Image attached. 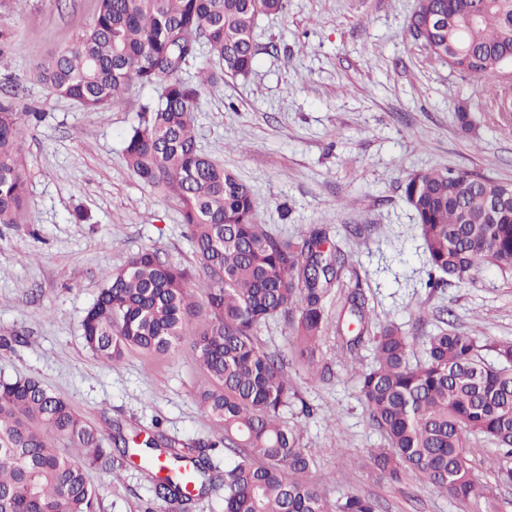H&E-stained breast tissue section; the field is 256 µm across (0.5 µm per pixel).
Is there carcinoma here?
<instances>
[{
    "label": "carcinoma",
    "mask_w": 512,
    "mask_h": 512,
    "mask_svg": "<svg viewBox=\"0 0 512 512\" xmlns=\"http://www.w3.org/2000/svg\"><path fill=\"white\" fill-rule=\"evenodd\" d=\"M286 0H99L93 25L63 51L36 64L54 94L95 112L132 86L164 81L158 103L144 107L125 139L126 166L157 194L177 202L181 223L204 274L206 308L195 274L151 249L113 271L80 323L86 347L112 364L131 349L163 354L190 349L209 378L199 402L221 434L213 446L235 456L216 472L197 449L116 431L115 445L136 455L168 506L191 502L224 484V512H379L356 492L334 501L282 412L296 396L294 360L319 373L317 351L328 329L327 301L340 280V252L313 229L295 241L258 223L251 188L200 152L192 115L202 90L224 77H246L255 62L254 32L262 16L282 13ZM418 14L444 24L423 41L435 58L485 86L512 61V0H420ZM207 45L217 67L198 81L181 73ZM17 104L0 99V224L23 223L26 182ZM503 183L467 171L430 169L404 184L430 265L426 286L465 283L488 263L512 270V204ZM288 322L291 357L265 351L257 329ZM369 309L359 289L336 314L346 349L371 344L372 364L355 370L370 423L384 446L373 466L397 480L412 473L458 501L497 499L473 476L472 445H494L512 458V342L487 363L475 337L439 329L425 359L410 363L412 339L394 325L369 335ZM112 460L100 431L40 381H0V512H97L88 478Z\"/></svg>",
    "instance_id": "cac0c4a2"
}]
</instances>
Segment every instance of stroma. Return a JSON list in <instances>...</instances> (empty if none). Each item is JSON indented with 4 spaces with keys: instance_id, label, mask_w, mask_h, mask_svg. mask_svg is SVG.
<instances>
[{
    "instance_id": "35a3bbf8",
    "label": "stroma",
    "mask_w": 512,
    "mask_h": 512,
    "mask_svg": "<svg viewBox=\"0 0 512 512\" xmlns=\"http://www.w3.org/2000/svg\"><path fill=\"white\" fill-rule=\"evenodd\" d=\"M417 0H288L261 17L251 74L206 88L193 114L199 149L251 186L260 223L299 239L324 228L345 263L330 296L338 310L362 288L371 335L392 324L413 340V358L441 325L492 347L512 342V271L477 270L470 282L427 287L429 266L403 186L435 168L475 172L512 183V126H503L489 91L451 70L407 33ZM97 0H0V98L27 112L21 154L26 221L0 224V380L31 377L66 398L103 435H163L207 450L223 466L220 437L197 399L207 378L189 350L126 353L116 364L94 357L80 320L109 272L151 247L162 259L194 266L174 200L155 195L123 159L127 130L159 86L132 87L109 106L84 111L51 94L33 75L36 62L88 29ZM469 114L462 127L457 114ZM82 212L86 223L73 220ZM326 371L288 372L298 398L283 412L324 477L329 499L356 491L380 512H484L428 482L392 481L369 462L381 447L370 424L353 359L335 328L320 342ZM474 476L497 485L500 512H512V484L496 481L498 452L480 441ZM98 512H154L151 482L138 458L113 456L91 469Z\"/></svg>"
}]
</instances>
